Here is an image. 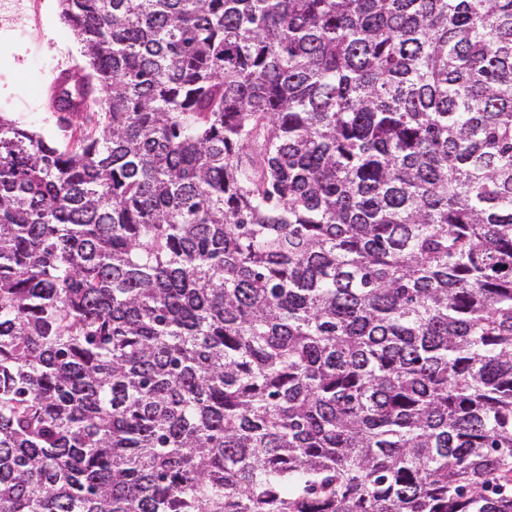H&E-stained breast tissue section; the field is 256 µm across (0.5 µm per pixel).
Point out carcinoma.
<instances>
[{
	"instance_id": "1",
	"label": "carcinoma",
	"mask_w": 512,
	"mask_h": 512,
	"mask_svg": "<svg viewBox=\"0 0 512 512\" xmlns=\"http://www.w3.org/2000/svg\"><path fill=\"white\" fill-rule=\"evenodd\" d=\"M0 115V512H512V0H59ZM29 1L35 2L41 23L36 24L29 12L18 16L8 33V51L0 54V113L32 130L58 133L56 116L43 106L34 89L39 86L44 90L61 61L82 64L85 58L81 45L60 18L58 0ZM77 81L75 68L63 62L58 65L48 94L60 103L57 98Z\"/></svg>"
}]
</instances>
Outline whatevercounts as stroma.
Segmentation results:
<instances>
[{
  "label": "stroma",
  "mask_w": 512,
  "mask_h": 512,
  "mask_svg": "<svg viewBox=\"0 0 512 512\" xmlns=\"http://www.w3.org/2000/svg\"><path fill=\"white\" fill-rule=\"evenodd\" d=\"M34 15L18 16L0 54V114L28 128L56 131V118L34 92L64 60L82 63L81 46L60 18L58 0H34Z\"/></svg>",
  "instance_id": "35a3bbf8"
}]
</instances>
